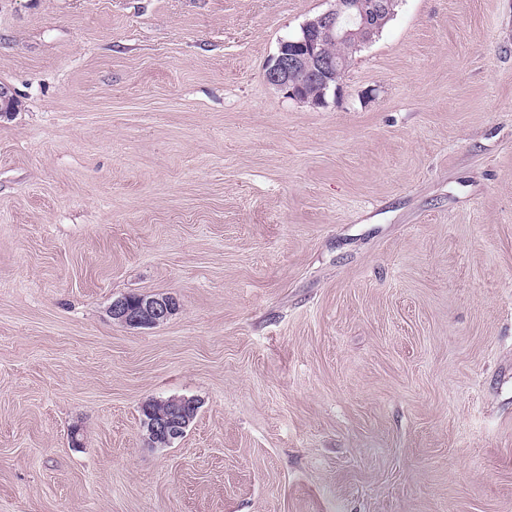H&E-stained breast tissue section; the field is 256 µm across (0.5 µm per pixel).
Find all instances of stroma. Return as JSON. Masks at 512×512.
<instances>
[{
  "instance_id": "obj_1",
  "label": "stroma",
  "mask_w": 512,
  "mask_h": 512,
  "mask_svg": "<svg viewBox=\"0 0 512 512\" xmlns=\"http://www.w3.org/2000/svg\"><path fill=\"white\" fill-rule=\"evenodd\" d=\"M328 7L0 0V512H512V0H399L300 104ZM329 2L328 10L304 22L297 36L280 42L277 54L265 71L268 84L301 104L319 105L328 90L336 93V84L345 71L336 70L335 57L350 59L358 52L345 45L347 43L363 48L373 42L377 27L389 17L386 12L391 0ZM335 43L345 44L330 47L328 52L333 57L326 49ZM312 86L320 87L318 97L315 95L319 89ZM176 311V302L168 295H139L135 300L126 296L112 301V320L127 326H156L166 322ZM187 400L178 398L172 400V407L167 413L155 414L151 409L150 419L144 421L148 440L153 444H172L184 436L192 417L186 409Z\"/></svg>"
}]
</instances>
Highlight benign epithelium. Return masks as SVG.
Segmentation results:
<instances>
[{"label": "benign epithelium", "instance_id": "1", "mask_svg": "<svg viewBox=\"0 0 512 512\" xmlns=\"http://www.w3.org/2000/svg\"><path fill=\"white\" fill-rule=\"evenodd\" d=\"M325 12L307 20L300 33L280 42L278 52L265 71L268 84L301 104L319 105L328 91L336 90L335 57L326 49L335 43H353L360 48L373 42L377 27L386 20L391 0H329ZM320 87L313 96L310 87ZM176 311V302L167 295H140L135 300L119 297L112 301V320L127 326H156L166 322ZM192 421L187 400H173L166 413L149 412L144 421L148 440L154 444H171L184 436Z\"/></svg>", "mask_w": 512, "mask_h": 512}]
</instances>
